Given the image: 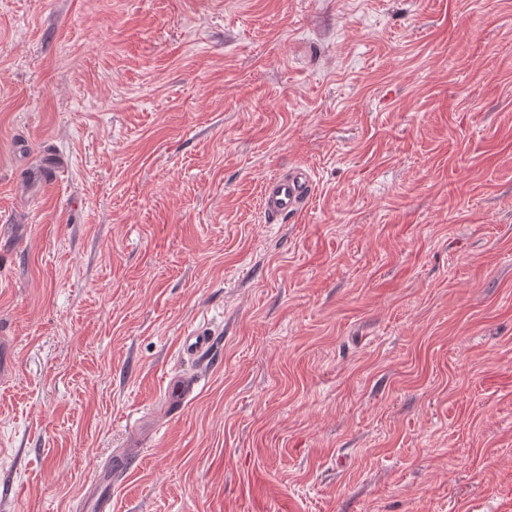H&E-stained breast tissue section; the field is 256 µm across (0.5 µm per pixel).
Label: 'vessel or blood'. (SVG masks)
Returning <instances> with one entry per match:
<instances>
[{"label":"vessel or blood","instance_id":"obj_1","mask_svg":"<svg viewBox=\"0 0 512 512\" xmlns=\"http://www.w3.org/2000/svg\"><path fill=\"white\" fill-rule=\"evenodd\" d=\"M313 181L308 169L295 166L287 172L269 177L261 191V207L270 219L302 212L311 195ZM215 336L209 329L197 327L189 331L182 341V353L194 361L209 362ZM195 375L176 374L170 377L166 395L171 411L182 409L196 395ZM139 454L137 447L127 448L109 467L98 468L87 485L84 508L88 512H112V481L129 470Z\"/></svg>","mask_w":512,"mask_h":512}]
</instances>
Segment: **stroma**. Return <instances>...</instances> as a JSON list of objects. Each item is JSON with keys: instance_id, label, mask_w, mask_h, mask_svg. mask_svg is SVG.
Wrapping results in <instances>:
<instances>
[{"instance_id": "stroma-1", "label": "stroma", "mask_w": 512, "mask_h": 512, "mask_svg": "<svg viewBox=\"0 0 512 512\" xmlns=\"http://www.w3.org/2000/svg\"><path fill=\"white\" fill-rule=\"evenodd\" d=\"M133 444L112 512H512V0H0V512ZM313 181L308 169L295 166L286 173L269 177L261 191V207L274 221L286 214L302 212L312 195ZM215 344V336L209 329L197 327L189 331L182 341V353L192 361L209 362ZM197 378L194 374H176L169 378L166 395L168 409H182L196 396Z\"/></svg>"}]
</instances>
